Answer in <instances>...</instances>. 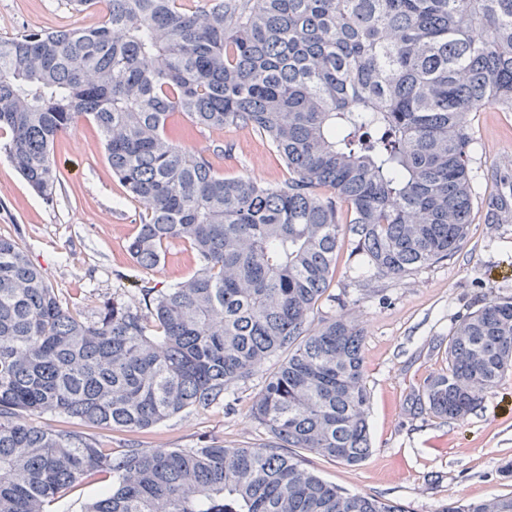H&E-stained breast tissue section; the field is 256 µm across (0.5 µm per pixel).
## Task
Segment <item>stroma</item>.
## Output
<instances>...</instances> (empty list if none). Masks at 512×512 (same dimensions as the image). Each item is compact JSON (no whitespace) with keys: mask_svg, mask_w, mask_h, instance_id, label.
Wrapping results in <instances>:
<instances>
[{"mask_svg":"<svg viewBox=\"0 0 512 512\" xmlns=\"http://www.w3.org/2000/svg\"><path fill=\"white\" fill-rule=\"evenodd\" d=\"M94 11L77 12L68 0H0V38L31 29L86 27ZM473 139L469 167L474 197L469 232L449 260L394 280L366 279L342 240L330 299L315 317L348 311L364 331L365 381L371 395L369 457L349 467L305 454L308 468L352 492L401 504L406 512H437L445 502L512 493L501 462L512 460V372L483 396L476 412L449 423L412 417L405 399L432 374L448 366L443 345L456 320L489 294L512 296V112L492 106L467 116ZM0 132V237L13 239L62 293L78 317L92 315L112 296L138 298L141 287L163 289L191 277L196 261L188 244L168 245L157 267L144 269L127 251L142 205L113 176L95 124L79 121L54 145L61 182L52 202L37 197L7 158ZM216 144L229 153L212 156L227 177L253 176L275 184L288 173L273 147L241 128L194 132L187 145ZM267 375L259 370L226 405L194 409L147 432L96 429L104 447L198 448L216 441L245 447L265 441L250 405Z\"/></svg>","mask_w":512,"mask_h":512,"instance_id":"obj_1","label":"stroma"}]
</instances>
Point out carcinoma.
<instances>
[{
    "label": "carcinoma",
    "instance_id": "1",
    "mask_svg": "<svg viewBox=\"0 0 512 512\" xmlns=\"http://www.w3.org/2000/svg\"><path fill=\"white\" fill-rule=\"evenodd\" d=\"M109 20L0 38L4 151L44 200L51 150L81 119L144 207L127 251L146 269L188 243L196 273L142 300L75 317L0 237V512H48L90 472L112 478L84 512H405L348 493L295 450L355 467L371 450L363 330L313 314L352 253L400 280L443 262L468 234L466 116L512 110V0H107ZM248 129L288 178L218 174L174 123ZM250 407L268 441L127 448L47 431H146L224 402L272 357ZM448 368L407 412L454 421L512 371V296L455 323ZM438 512H512V495Z\"/></svg>",
    "mask_w": 512,
    "mask_h": 512
}]
</instances>
